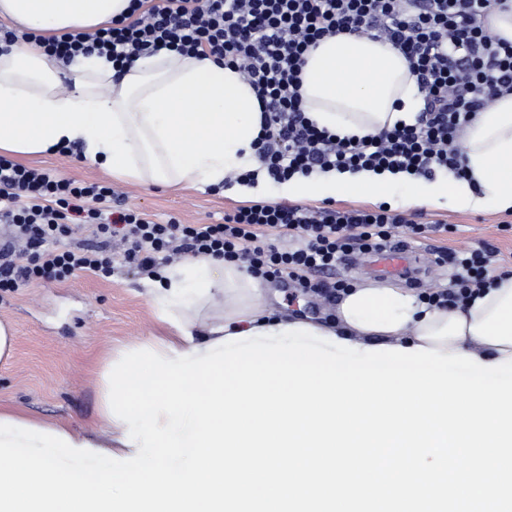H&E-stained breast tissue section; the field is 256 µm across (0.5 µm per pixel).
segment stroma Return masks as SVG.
<instances>
[{"label":"stroma","instance_id":"obj_1","mask_svg":"<svg viewBox=\"0 0 512 512\" xmlns=\"http://www.w3.org/2000/svg\"><path fill=\"white\" fill-rule=\"evenodd\" d=\"M24 166L53 170L60 177L111 183L123 206L164 222L219 224L243 199L211 186L169 188L112 181L80 154L31 156ZM420 222L450 225V233L410 240L425 267L414 270L425 291L451 288L447 268L433 264L438 250H462L485 242L496 247L501 270L512 269V214L461 210L452 205L419 208ZM147 278L115 264L110 278L80 273L64 282L34 281L0 295V321L10 323L15 345L0 358V408L32 419L90 432H102L100 383L109 356L152 344L165 336L151 305ZM268 308L280 314L309 316L328 323L336 304L279 278L264 279Z\"/></svg>","mask_w":512,"mask_h":512}]
</instances>
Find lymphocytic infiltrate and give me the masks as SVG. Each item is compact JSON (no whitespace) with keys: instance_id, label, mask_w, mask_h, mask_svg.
<instances>
[{"instance_id":"obj_1","label":"lymphocytic infiltrate","mask_w":512,"mask_h":512,"mask_svg":"<svg viewBox=\"0 0 512 512\" xmlns=\"http://www.w3.org/2000/svg\"><path fill=\"white\" fill-rule=\"evenodd\" d=\"M492 0H130L127 13L92 33L67 32L39 41L65 61L98 53L116 67L162 49L214 57L235 67L263 106L257 153L269 178L288 180L314 169L447 171L463 178L459 138L475 112L512 93V43L492 38L485 25ZM347 33L391 43L417 77L424 106L415 123H399L362 139L318 128L300 107L306 53L322 39ZM112 187L30 168L0 155V291L32 280L62 281L75 272L111 276L112 262L148 276L184 254L247 264L257 277L283 278L318 292L312 274L334 271L350 251L386 247L396 229L414 237L448 232L419 224L382 205L374 210L254 204L220 224L158 223L136 209L106 217ZM272 230L295 240L282 250L262 242ZM93 236L72 243L76 232ZM495 249L438 252L453 287L432 292L436 304L467 301L491 284Z\"/></svg>"}]
</instances>
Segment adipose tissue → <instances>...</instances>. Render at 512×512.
Returning a JSON list of instances; mask_svg holds the SVG:
<instances>
[{"instance_id":"1","label":"adipose tissue","mask_w":512,"mask_h":512,"mask_svg":"<svg viewBox=\"0 0 512 512\" xmlns=\"http://www.w3.org/2000/svg\"><path fill=\"white\" fill-rule=\"evenodd\" d=\"M129 0H0V15L41 33L92 32L111 24ZM61 67L39 48L0 49V152L50 154L73 144L85 163L113 178L156 185L220 186L227 172H257L255 184L233 195L266 194L256 143L261 107L236 69L210 56L166 50L124 71L90 54L73 67L70 89ZM305 112L341 137H363L413 122L422 95L409 63L391 44L337 35L311 49L302 68ZM461 180H428L398 171L318 170L281 184L280 197L305 200L368 195L412 207L454 204L461 209L512 212V94L498 97L462 133ZM150 301L169 335L157 353L206 350L227 335L277 332L304 319L267 310L260 282L246 265L198 257L161 271ZM316 333L365 348L423 346L440 354L468 353L484 363L512 358V274L462 304L431 306L407 289L360 285L345 291L336 321Z\"/></svg>"}]
</instances>
